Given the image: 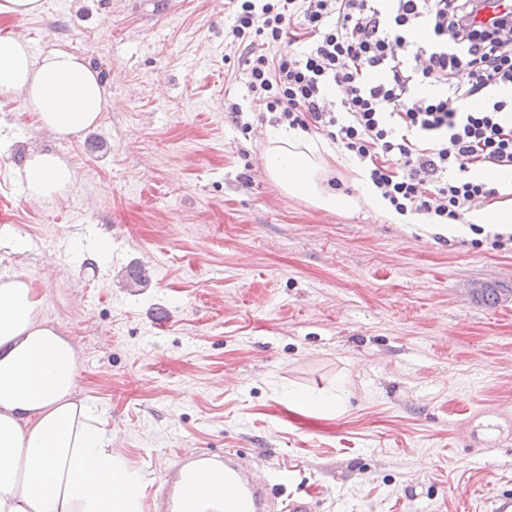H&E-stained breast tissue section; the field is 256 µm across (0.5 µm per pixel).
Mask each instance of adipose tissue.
<instances>
[{
  "label": "adipose tissue",
  "instance_id": "ef3b65f1",
  "mask_svg": "<svg viewBox=\"0 0 512 512\" xmlns=\"http://www.w3.org/2000/svg\"><path fill=\"white\" fill-rule=\"evenodd\" d=\"M111 93L82 57L55 47L33 53L12 32L0 33V106L21 102L38 129L66 139L96 127ZM328 148L306 133L275 129L264 145L267 175L288 197L327 212L360 207L399 216L367 177L352 196L330 188ZM18 176L27 195L64 197L73 168L56 153L30 150ZM479 224L512 233V201L436 225L445 236ZM42 298L23 273H0V512H145L144 482L120 449L104 414L80 395L78 348L41 316ZM224 497V473L181 476L170 512H205Z\"/></svg>",
  "mask_w": 512,
  "mask_h": 512
}]
</instances>
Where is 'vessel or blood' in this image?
<instances>
[{"label":"vessel or blood","instance_id":"vessel-or-blood-1","mask_svg":"<svg viewBox=\"0 0 512 512\" xmlns=\"http://www.w3.org/2000/svg\"><path fill=\"white\" fill-rule=\"evenodd\" d=\"M224 464L223 512H313L314 504L306 494L279 499L271 481L259 478L253 465L228 453Z\"/></svg>","mask_w":512,"mask_h":512}]
</instances>
